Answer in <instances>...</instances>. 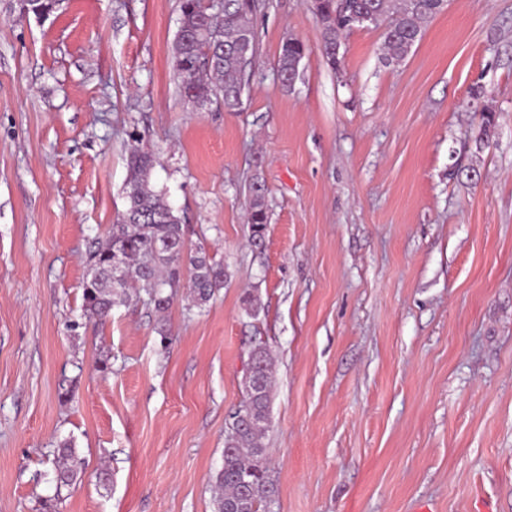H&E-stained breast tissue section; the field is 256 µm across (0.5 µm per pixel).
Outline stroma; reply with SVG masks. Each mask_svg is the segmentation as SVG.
<instances>
[{
    "label": "stroma",
    "mask_w": 512,
    "mask_h": 512,
    "mask_svg": "<svg viewBox=\"0 0 512 512\" xmlns=\"http://www.w3.org/2000/svg\"><path fill=\"white\" fill-rule=\"evenodd\" d=\"M179 19V0H0V512H214L256 343L276 360L261 512H512V0H450L397 65L353 29L334 68L311 0H257L236 112L181 95ZM136 143L224 286L95 323L87 260ZM67 440L84 470L60 490ZM305 54L306 48L304 44L298 40L288 41L282 44L278 56L277 69L283 80L281 84L285 89H291L288 82L295 79L298 65ZM278 79L280 82L282 81L279 75ZM265 190V186L259 181H254L249 187V244L253 248H260L265 240Z\"/></svg>",
    "instance_id": "stroma-1"
}]
</instances>
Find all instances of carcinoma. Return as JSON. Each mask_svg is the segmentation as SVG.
Returning <instances> with one entry per match:
<instances>
[{
	"label": "carcinoma",
	"instance_id": "obj_1",
	"mask_svg": "<svg viewBox=\"0 0 512 512\" xmlns=\"http://www.w3.org/2000/svg\"><path fill=\"white\" fill-rule=\"evenodd\" d=\"M255 0H224L222 15L209 12L202 0H181L180 27L174 42L175 70L182 94L194 101H215L227 112L242 105V76L256 57L255 32L250 15ZM445 11L443 0H322V51L331 66L338 64L336 48L356 27L383 28V48L388 63H400L420 40L426 24ZM306 54L298 40L282 44L277 69L282 86L295 79ZM495 114L483 113L475 137L480 149L492 134ZM153 155L139 147L130 151L125 198L127 207L112 225L105 243L89 257L90 278L83 285L82 308L96 322L105 320L112 307L128 299V290L144 288L158 312L168 309L180 288L202 306L224 286V268L211 262L203 248L188 247L185 225L163 192L150 184ZM267 216L265 186L249 187V244L259 248L265 240ZM126 270L113 284L115 264ZM170 289L164 294V289ZM261 385L245 392L236 412L251 419L224 439L223 464L214 477V512H259L274 492L268 478L269 448L265 443L274 360L261 343L248 353ZM82 472V459L72 444L59 447L55 470L57 487L70 486Z\"/></svg>",
	"mask_w": 512,
	"mask_h": 512
}]
</instances>
